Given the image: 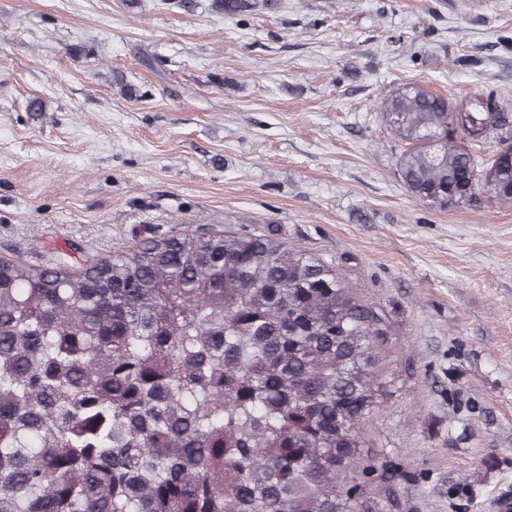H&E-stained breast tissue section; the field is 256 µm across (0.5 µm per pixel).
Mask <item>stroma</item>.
<instances>
[{
	"label": "stroma",
	"mask_w": 512,
	"mask_h": 512,
	"mask_svg": "<svg viewBox=\"0 0 512 512\" xmlns=\"http://www.w3.org/2000/svg\"><path fill=\"white\" fill-rule=\"evenodd\" d=\"M212 2L0 0V259L76 270L230 231L338 266L386 331L365 500L385 465L391 512H493L512 496V204L417 200L378 105L415 82L512 113V0Z\"/></svg>",
	"instance_id": "stroma-1"
}]
</instances>
